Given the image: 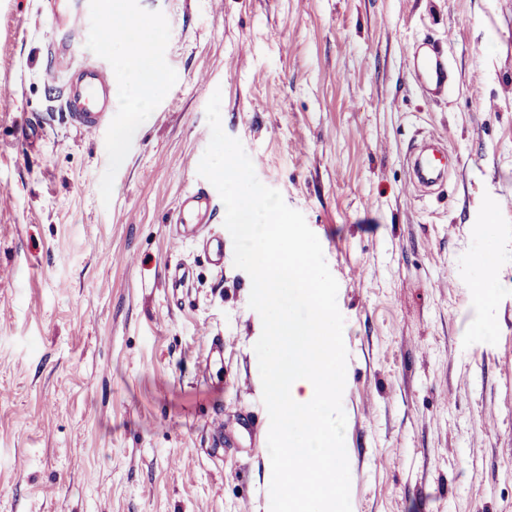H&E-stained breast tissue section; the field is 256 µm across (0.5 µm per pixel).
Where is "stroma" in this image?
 Listing matches in <instances>:
<instances>
[{
  "instance_id": "obj_1",
  "label": "stroma",
  "mask_w": 512,
  "mask_h": 512,
  "mask_svg": "<svg viewBox=\"0 0 512 512\" xmlns=\"http://www.w3.org/2000/svg\"><path fill=\"white\" fill-rule=\"evenodd\" d=\"M119 15L164 81L87 139L50 78L53 0H0V512H269L251 279L223 223L173 236L216 92L339 284L352 512H512V0H112L90 22ZM427 38L440 99L407 56ZM431 137L453 166L426 195L407 157ZM414 73L432 97L448 93V58L431 40H422L408 49Z\"/></svg>"
}]
</instances>
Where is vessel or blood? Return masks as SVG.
<instances>
[{
  "label": "vessel or blood",
  "mask_w": 512,
  "mask_h": 512,
  "mask_svg": "<svg viewBox=\"0 0 512 512\" xmlns=\"http://www.w3.org/2000/svg\"><path fill=\"white\" fill-rule=\"evenodd\" d=\"M89 0H61L58 49L82 43L86 37L80 19L90 10ZM414 73L424 90L433 97L448 92V60L438 46L429 40L421 41L408 50ZM56 72L62 73L61 110L70 126L93 135L109 120L112 114L114 77L110 70L97 63L78 65L57 61ZM413 170L419 185L430 188L443 184L446 171L440 154H415ZM215 212L210 191L199 186L182 197L175 221L179 224H208Z\"/></svg>",
  "instance_id": "vessel-or-blood-1"
}]
</instances>
